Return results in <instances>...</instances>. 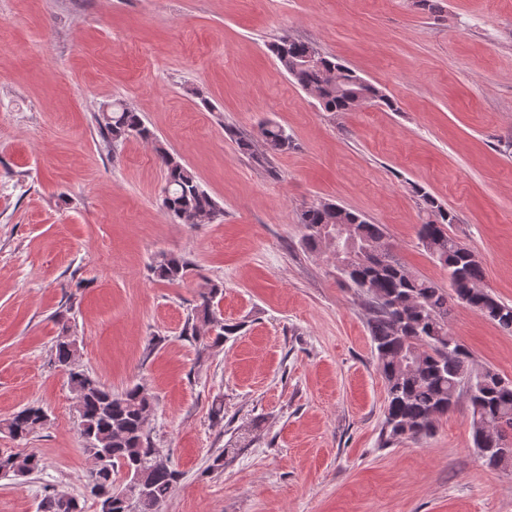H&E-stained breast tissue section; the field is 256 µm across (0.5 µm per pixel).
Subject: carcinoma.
Masks as SVG:
<instances>
[{
    "instance_id": "obj_1",
    "label": "carcinoma",
    "mask_w": 512,
    "mask_h": 512,
    "mask_svg": "<svg viewBox=\"0 0 512 512\" xmlns=\"http://www.w3.org/2000/svg\"><path fill=\"white\" fill-rule=\"evenodd\" d=\"M309 47L306 42L283 36L270 50L324 111H352L357 91L395 109V103L373 83L358 85L361 76L334 58L322 55L313 66L296 68ZM97 124L100 136L114 146L130 137L156 140L140 113L120 102L101 113ZM259 138L265 148L261 154L251 139L237 137L235 143L239 151L259 163L266 153L284 152L292 146L285 128L271 121L261 124ZM156 154L165 179L160 208L173 223L195 225L224 216V208L179 155L161 146L156 147ZM420 197L426 220L419 225L417 237L430 256L448 270L451 294L434 281L411 274L394 257L383 225L334 203L321 202L301 211V238L316 251L332 246L323 229L338 224L354 228L357 247L349 258L335 257L336 269L364 298L370 313V334L387 396L384 443L431 437L437 419L465 401L472 412L474 447L487 457L489 465L507 469L512 458H498L489 447L493 435L512 437V381L491 368H472L468 351L448 329V316L453 305L459 304L512 332V306L497 300L484 287L480 262L465 243L448 233V225L455 221L451 211L428 193ZM190 271V262L166 253L153 265L156 277L168 283L182 281ZM223 294L222 282L206 281L200 302L183 326L182 335L198 343L201 354L223 345L241 328L218 316L217 298ZM56 317L60 332L52 362L67 375L76 398L78 431L93 460L86 474L87 492L97 501L100 512H161L182 473L151 440L149 420L155 411L154 397L139 384L115 393L84 369L79 363L77 339L69 334L64 314L59 312ZM48 422L44 407L30 405L14 413L5 430L12 439L22 441ZM41 468L42 460L33 451L0 452L1 476L26 477ZM127 493L132 500L129 510L124 500ZM40 512H83V506L74 496L53 493L42 499Z\"/></svg>"
}]
</instances>
